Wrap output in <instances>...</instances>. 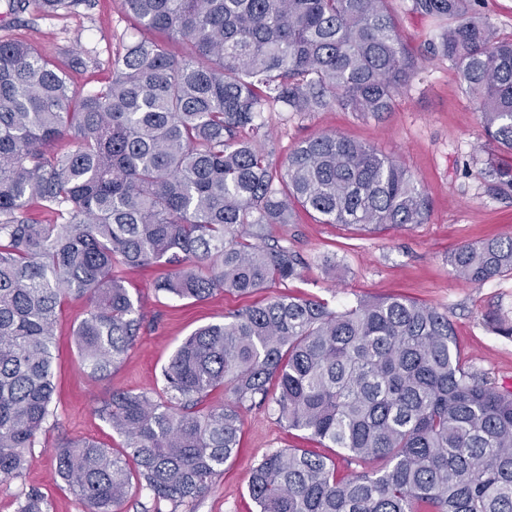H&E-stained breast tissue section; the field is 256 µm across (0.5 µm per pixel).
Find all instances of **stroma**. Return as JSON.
<instances>
[{
  "label": "stroma",
  "mask_w": 512,
  "mask_h": 512,
  "mask_svg": "<svg viewBox=\"0 0 512 512\" xmlns=\"http://www.w3.org/2000/svg\"><path fill=\"white\" fill-rule=\"evenodd\" d=\"M408 0H389L399 32L417 54L419 70L382 117H362L334 107L322 112L265 109L262 118L277 157L299 142L324 132H338L374 146L402 164L425 190L430 202L426 223L381 233L321 224L295 208L293 221L269 228L272 240L287 241L305 262L300 278L251 295L218 291L202 301L158 293L165 268H121L145 321L125 360L102 377L86 374L73 344L84 317L83 300L64 302L54 327V417L32 448L21 477L0 482V512H16L18 501L35 489L48 497V512H86L58 473L54 451L67 439L82 437L112 450L123 440L97 409L116 390H154L163 385L162 370L186 336L199 326L277 295L317 298L334 310L356 297L404 295L446 312L467 362L499 388L512 390V339L493 333L485 316L512 318V278L474 285L451 274L447 262L455 247L487 238H512V190L492 187L490 162L512 155L488 146L474 101L457 71L425 51L434 20L412 13ZM123 6V0H83L77 7L43 13L36 0H0V40H22L63 64L78 89L90 92L111 76L115 60L132 42L150 38ZM315 440L288 429L271 407L244 412L240 450L208 489L189 502H156L148 490L133 488L123 512H257L248 487L253 467L266 455L288 448H312Z\"/></svg>",
  "instance_id": "1"
}]
</instances>
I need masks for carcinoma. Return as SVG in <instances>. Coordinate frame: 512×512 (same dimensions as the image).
<instances>
[{"label":"carcinoma","mask_w":512,"mask_h":512,"mask_svg":"<svg viewBox=\"0 0 512 512\" xmlns=\"http://www.w3.org/2000/svg\"><path fill=\"white\" fill-rule=\"evenodd\" d=\"M388 0H123L164 40H140L84 94L23 41H0V480L19 477L51 414L58 310L89 309L73 341L90 375L120 364L143 314L120 267L170 266L156 290L203 300L301 276L267 227L293 204L322 224L380 232L422 224L429 199L374 147L337 133L283 161L260 120L339 107L390 111L417 71ZM438 23L448 61L477 105L486 140L512 153V38L476 0H409ZM180 43L181 55L167 42ZM69 135L74 150L47 153ZM512 190V163L489 169ZM36 203L52 216L32 217ZM471 284L512 275V239L448 254ZM512 338V319L487 315ZM162 392L112 393L97 412L123 453L86 438L56 452L87 512H120L132 485L192 500L239 451L242 414L269 403L361 470L308 448L266 456L249 491L258 512H512V391L469 370L448 314L402 296L334 311L274 296L196 329L162 370ZM224 389L227 401L204 406ZM386 466L370 469L375 460ZM27 493L17 512H45Z\"/></svg>","instance_id":"1"}]
</instances>
